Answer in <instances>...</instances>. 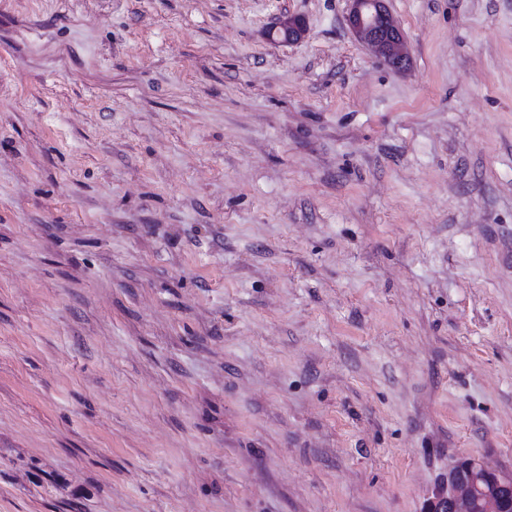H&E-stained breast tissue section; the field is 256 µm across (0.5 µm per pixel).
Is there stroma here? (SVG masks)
<instances>
[{"instance_id": "1", "label": "stroma", "mask_w": 512, "mask_h": 512, "mask_svg": "<svg viewBox=\"0 0 512 512\" xmlns=\"http://www.w3.org/2000/svg\"><path fill=\"white\" fill-rule=\"evenodd\" d=\"M386 6L404 71L347 0H0V512L512 478V0ZM346 22L354 36L371 47L391 68L402 71L410 63V49L385 0H347ZM306 33L302 19L288 16L280 20L268 31V38L277 43H293L300 40Z\"/></svg>"}]
</instances>
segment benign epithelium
<instances>
[{"label":"benign epithelium","mask_w":512,"mask_h":512,"mask_svg":"<svg viewBox=\"0 0 512 512\" xmlns=\"http://www.w3.org/2000/svg\"><path fill=\"white\" fill-rule=\"evenodd\" d=\"M346 22L354 36L371 47L391 68L402 71L410 63V49L385 0H348ZM306 33L302 19L289 16L268 31L277 43H293ZM425 512H512V479L480 461L462 459L448 471V480L435 489Z\"/></svg>","instance_id":"1"}]
</instances>
